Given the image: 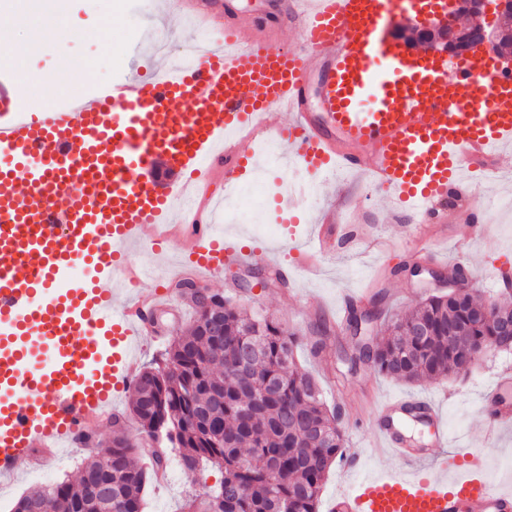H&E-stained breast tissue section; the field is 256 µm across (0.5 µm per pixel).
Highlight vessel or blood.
Returning <instances> with one entry per match:
<instances>
[{
  "label": "vessel or blood",
  "instance_id": "obj_1",
  "mask_svg": "<svg viewBox=\"0 0 512 512\" xmlns=\"http://www.w3.org/2000/svg\"><path fill=\"white\" fill-rule=\"evenodd\" d=\"M182 24L215 36L181 66H135L85 96L32 112L0 84V479L14 477L42 450L79 444L129 385L132 345L148 331L163 291L123 301L115 285L131 272V247L155 249L158 229L177 224L198 271L215 273L244 255L198 209L194 175L235 185L253 167L257 137H271L307 177L335 168L366 171L371 186L409 209L426 233L479 213L450 208L468 198L465 166L512 143V72L491 56L408 51L399 23H433L446 0H179ZM295 28L299 46L284 44ZM318 77L320 111L308 109ZM369 111H362L363 102ZM176 168L185 182L156 190L139 169ZM332 224L302 244L298 263L335 252ZM92 270L63 285L76 264ZM507 380L484 397L488 433L512 426ZM414 412L431 430L415 448L388 420ZM376 427L382 450L409 473L367 479L333 497L329 512H512V493L496 488L480 463L426 474L417 463L445 447L448 429L434 401L384 402Z\"/></svg>",
  "mask_w": 512,
  "mask_h": 512
}]
</instances>
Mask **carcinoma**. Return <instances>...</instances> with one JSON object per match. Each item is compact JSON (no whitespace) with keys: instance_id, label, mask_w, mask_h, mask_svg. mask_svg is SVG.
Segmentation results:
<instances>
[{"instance_id":"cac0c4a2","label":"carcinoma","mask_w":512,"mask_h":512,"mask_svg":"<svg viewBox=\"0 0 512 512\" xmlns=\"http://www.w3.org/2000/svg\"><path fill=\"white\" fill-rule=\"evenodd\" d=\"M496 28V52H512V11ZM208 296L222 312L220 332L212 328L214 310L194 306L190 334L166 349V367H146L132 383L130 415L158 441L155 466L164 467L173 451L189 471L219 466L222 480L206 490L202 509L220 499L223 512H318L326 474L345 453L339 408H329L314 378L297 366L294 335L267 315ZM487 305L489 319L481 315ZM380 317L375 300L363 312L352 310L348 326L361 322L371 335L356 337L351 372L365 368L405 382L449 378L500 335L498 321L512 318V293L486 305L467 291L430 295L389 318L381 337L370 327ZM248 350L256 354L243 364ZM112 426V445L84 463L77 483L35 491L43 512H142L154 470L139 463L140 445L126 428ZM100 480L112 485L104 506L88 495L89 483Z\"/></svg>"}]
</instances>
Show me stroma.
<instances>
[{"label": "stroma", "mask_w": 512, "mask_h": 512, "mask_svg": "<svg viewBox=\"0 0 512 512\" xmlns=\"http://www.w3.org/2000/svg\"><path fill=\"white\" fill-rule=\"evenodd\" d=\"M113 0H46L50 10L51 28L57 40L40 38V24L0 28V49H9L19 42L34 43L27 56L0 63V74L20 90L19 73L28 77L52 74L59 55L72 62L94 56L100 59L99 80L111 82L125 62L130 46L129 34L138 31L144 55H151L155 32L162 27L164 15L174 14L172 0H132L130 9L114 10ZM85 22L86 34L68 36L72 18ZM310 202L268 201L258 217L247 222L224 225L225 238L241 247L266 250L272 261L293 265L296 253L292 242L307 234L311 224L328 210L347 207L350 229L355 240L335 254L320 259L314 272L269 287L250 290L240 288L238 278L245 274L242 266L230 267L207 281V288L230 298L249 309L273 313L280 322L297 335L296 360L319 382L328 404L341 405V424L347 436L348 450L357 451L362 460L358 471H344L334 465L323 484L318 512H327L330 497L337 490L353 485L373 473H385L404 467L401 459L374 448L378 401L401 396H426L436 399L448 426L447 450L468 448L480 455L489 479L512 489V430L500 432L495 441L485 434V413L481 396L504 374L512 375V351H490L461 375L445 379H424L414 383L398 382L369 372L348 374L344 363L354 349V339L344 331L338 313L345 296L359 292L367 299L384 296L392 313L409 312L423 297L439 293L438 282L430 277H410L401 273L402 265L424 264L447 272L450 264H461L473 279L479 300L496 298L505 289L502 271L512 270V145L505 146L497 160V168L488 177L474 181V191L483 204L480 216L482 232L469 237L466 224L458 222L448 236L425 242L417 224L407 212L390 208L385 192L374 190L363 173L336 171L328 181H314ZM134 270H146L145 278L125 292V299L157 288L151 273L170 275L177 263L187 262L178 238L164 242L159 250L132 248ZM326 317L332 332L326 341V354L314 359L308 353L312 341L309 324L317 317ZM194 320V309L180 295H173L164 309L159 335L140 342L136 355L140 366L162 360L166 348L186 335ZM89 450L72 447L63 461L49 466L33 463L23 465L12 480L0 482V501L13 506L19 497L34 486H50L59 481L75 479ZM167 483L151 480L144 492V512H184L186 498L199 490L200 482L219 484L222 473L206 468L198 474L185 469L178 456H171L166 469Z\"/></svg>", "instance_id": "obj_1"}]
</instances>
